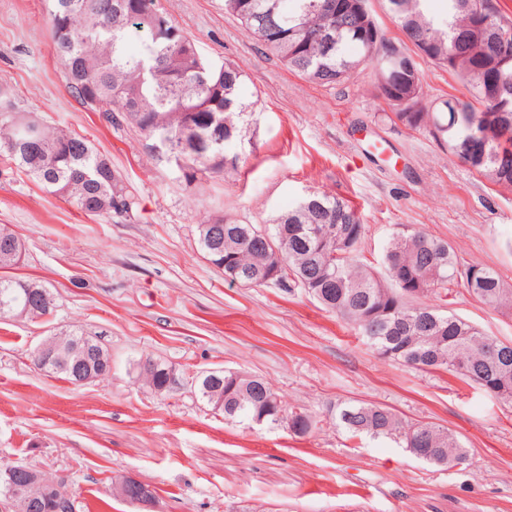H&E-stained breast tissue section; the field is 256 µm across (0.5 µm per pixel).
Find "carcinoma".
<instances>
[{"instance_id": "obj_1", "label": "carcinoma", "mask_w": 512, "mask_h": 512, "mask_svg": "<svg viewBox=\"0 0 512 512\" xmlns=\"http://www.w3.org/2000/svg\"><path fill=\"white\" fill-rule=\"evenodd\" d=\"M331 0H224V12L236 17L261 55L274 56L290 71L324 87L350 81L369 70L375 96L395 118L425 131L492 185L512 191V14L498 0H445L441 16L429 13L428 0H388L391 15L426 58L445 69L468 96L430 99L417 67L401 69L386 58L389 41L367 8L364 25L379 35L370 42L355 30L350 15L338 16ZM48 15L55 58L75 99L115 125L126 124L151 141L159 160L174 163L191 181L197 172L237 170L241 154L230 152L250 137L249 110L240 96L244 72L235 63L215 65L171 23L157 0H49ZM500 35L479 38L470 27L476 16ZM139 36L130 50L133 35ZM363 49L348 54L350 44ZM499 114L504 139L478 135L484 116ZM224 142L208 143L216 123ZM0 157L87 216L124 221L138 218V198L112 161L90 140L73 131L45 125L31 112L0 103ZM224 225V247L215 249L211 225ZM365 234L361 213L325 193L303 196L271 225L235 224L225 217L199 225L209 261L243 286L274 285L288 293L303 289L337 317L355 326L382 356L422 371L445 369L480 386L500 403L512 406V343L486 336L474 324L441 308L456 288L487 307L512 306V288L482 265H462L447 240L427 231L399 233L384 250L386 279L357 260ZM21 237L0 225V254L23 251ZM56 308L51 289L41 283L0 277V315L42 318ZM87 339L98 350L94 376L112 370V357L97 334L79 327L54 334L46 345ZM140 376L157 392L169 387L171 367L141 366ZM196 392L227 421L285 425L298 435L312 427L303 407L287 406L262 378L223 371L219 380L197 381ZM336 427L348 438L389 439L414 457L452 465L466 456L457 437L435 423L404 421L391 409L363 402L336 406ZM29 488L31 512H47L51 498L44 484Z\"/></svg>"}]
</instances>
